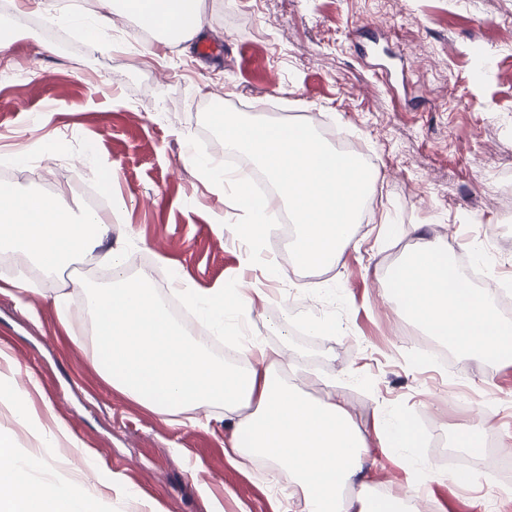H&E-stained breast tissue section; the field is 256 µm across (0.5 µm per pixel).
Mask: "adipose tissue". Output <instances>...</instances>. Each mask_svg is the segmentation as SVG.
I'll return each instance as SVG.
<instances>
[{"mask_svg": "<svg viewBox=\"0 0 512 512\" xmlns=\"http://www.w3.org/2000/svg\"><path fill=\"white\" fill-rule=\"evenodd\" d=\"M120 11L133 13L138 27L158 34L164 44L194 42L205 29L201 0H95L88 14L73 0H52L42 14L51 24H86L94 46L104 48ZM186 160L215 191L231 190L250 214L251 223L231 227L250 246L248 263L263 264L270 279H286L285 269L263 258L261 245L277 227L263 223L264 205L252 196L249 174L226 173L221 163L193 151ZM128 244V238H113L111 223L94 210L77 215L44 196L0 187V252L27 253L50 275L97 251L111 267L110 283L89 284L85 291L93 366L113 390L164 419L223 409L233 426L228 459L289 466L304 512H403L402 501L369 491L368 436L340 398H303L279 374L278 353L264 341L243 347L239 364L232 366L187 336L152 288L150 272L127 273ZM382 291L401 314L461 353L488 362L512 360V323L492 314L488 295L455 279L447 248L425 234H418L413 249L383 277ZM177 294L230 333L251 315L253 299L241 291L181 288ZM378 437L402 453L416 479L434 477V467L412 455L421 437L411 421L394 419ZM37 464L0 447V512H100L97 493L81 482L67 481L56 495H45L29 476Z\"/></svg>", "mask_w": 512, "mask_h": 512, "instance_id": "adipose-tissue-1", "label": "adipose tissue"}]
</instances>
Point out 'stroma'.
Returning <instances> with one entry per match:
<instances>
[{"instance_id":"1","label":"stroma","mask_w":512,"mask_h":512,"mask_svg":"<svg viewBox=\"0 0 512 512\" xmlns=\"http://www.w3.org/2000/svg\"><path fill=\"white\" fill-rule=\"evenodd\" d=\"M208 42L163 46L126 30L124 45L93 46L81 25H47L39 9L16 0L0 7V167L33 140L66 149V167L102 177L125 205L109 216L113 237L131 235L136 251L173 280L196 287L255 283V334L297 370L312 375L316 401L342 398L369 428L405 417L432 422L442 447L457 445L489 396L499 397L480 433L512 449V362L457 354L454 376L416 367L411 350L422 331L382 294L384 275L411 250L416 228L446 245L451 261L472 259L512 279V237L491 236L512 223V0H202ZM405 55L407 88L388 89L379 58L365 53L369 33ZM232 109L261 113L278 100L289 119L364 149L376 161L375 200L355 227L356 248L324 268L316 312L334 316L342 336L275 332L282 282L246 261L244 243L222 230L241 221L231 193L219 194L185 161L200 137L213 86ZM63 109L52 111L54 99ZM51 118L42 128L34 119ZM45 162L14 172L11 186L43 193L72 209L83 200ZM392 217L383 226L384 217ZM24 279L28 292L14 288ZM73 266L46 276L33 263L0 269V375L27 393L31 425L0 401V435L18 458L40 457L31 476L56 488L77 479L101 498V512H302L288 469L261 460L239 466L224 453L232 436L220 408L166 422L122 396L95 371L88 346L87 296ZM68 296L59 315L54 299ZM65 425L55 447L45 438ZM373 492L405 495L410 480L393 451L373 446ZM425 512H483L482 487L428 481Z\"/></svg>"}]
</instances>
